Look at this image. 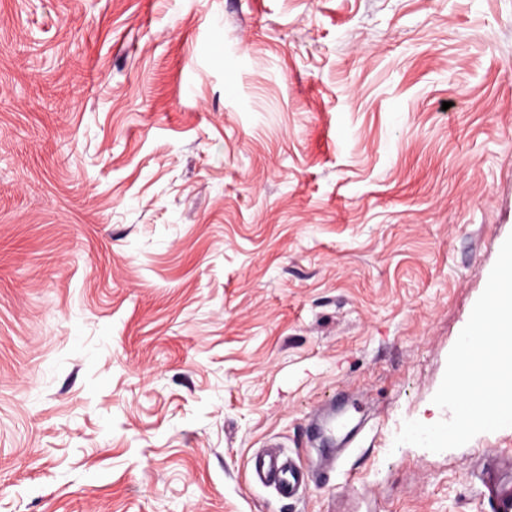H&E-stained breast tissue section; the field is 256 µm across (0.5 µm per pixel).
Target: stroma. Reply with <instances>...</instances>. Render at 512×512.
Returning a JSON list of instances; mask_svg holds the SVG:
<instances>
[{"mask_svg":"<svg viewBox=\"0 0 512 512\" xmlns=\"http://www.w3.org/2000/svg\"><path fill=\"white\" fill-rule=\"evenodd\" d=\"M511 235L512 0H0V512H491L394 439ZM252 469L261 483L274 486L285 497L295 496L305 478L303 468L273 451L255 457Z\"/></svg>","mask_w":512,"mask_h":512,"instance_id":"35a3bbf8","label":"stroma"}]
</instances>
